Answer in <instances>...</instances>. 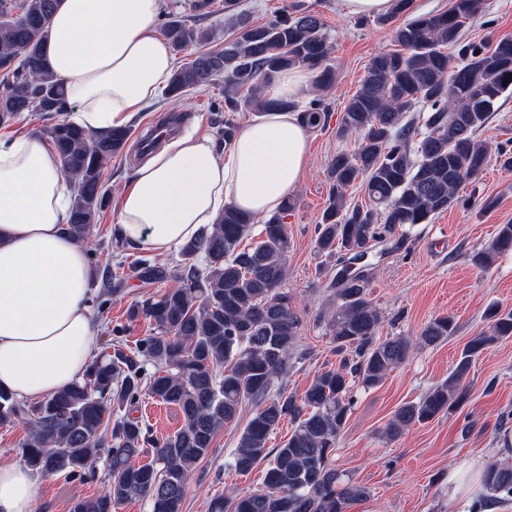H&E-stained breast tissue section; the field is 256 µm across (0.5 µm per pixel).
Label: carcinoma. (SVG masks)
Masks as SVG:
<instances>
[{"instance_id":"1","label":"carcinoma","mask_w":512,"mask_h":512,"mask_svg":"<svg viewBox=\"0 0 512 512\" xmlns=\"http://www.w3.org/2000/svg\"><path fill=\"white\" fill-rule=\"evenodd\" d=\"M57 0H0V126L25 112L54 123L43 129L76 185L67 231L78 242L90 235L108 206L103 181L106 163L126 151L130 129L90 135L63 118L64 87L46 64L48 24ZM485 10V0H453L441 13L412 17L393 29L398 49L370 61L359 88L345 105L336 136H355L357 149L341 151L327 169L328 203L315 227L317 253L332 264L356 260L398 227L428 224L459 202L461 185L484 171L489 149L477 140L499 99L512 93V37L492 43L465 42L461 31ZM232 34L218 49L216 30L197 27L169 14L162 35L175 55L196 44L203 50L174 69L165 95L224 78V142L237 130L236 114L255 115L271 107L297 108L309 125L327 121L323 92L335 80L332 45L323 20L311 10H283L262 24L242 9V0H224ZM454 49V54L447 49ZM314 73L319 94L304 104L272 102L266 83L281 70ZM509 83H503V80ZM424 112L420 137L405 115ZM360 184L370 204L349 205L346 191ZM286 200L263 221L258 240L242 245L253 218L232 206L204 225L180 250L172 267L149 259L136 263L145 284L176 285L132 305L129 321L146 320L152 332L128 347L112 328L110 351L89 364L82 377L58 394L27 404L0 389V427L29 425L22 444L25 463L43 476L65 474L92 481L96 464L107 463L104 494L79 499L70 512H116L143 498L152 512H181L197 465L209 454L222 428L238 421L243 407L253 412L241 431L230 467L247 474L266 463L261 487L234 499L217 497L209 512H347L369 495L367 487L336 470L331 456L354 404L353 388L378 386L404 364L415 347L444 342L455 331L450 315L427 322L416 339H377L382 323L368 299V275L338 276L325 325L338 368L320 369L298 397L278 383L301 359V320L293 298L282 288L287 275ZM512 251V224L500 225L475 255L484 269ZM489 331L464 347L448 379L417 402L398 407L384 434L397 438L417 424L458 409L467 399L463 381L474 360L494 342L512 337V312L488 314ZM178 407L183 425L156 437L133 416L143 392ZM288 437L276 448L269 437L282 422ZM153 460L137 465L146 448ZM482 485L490 500L512 498V465L494 461Z\"/></svg>"}]
</instances>
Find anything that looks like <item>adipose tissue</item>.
Returning a JSON list of instances; mask_svg holds the SVG:
<instances>
[{
	"mask_svg": "<svg viewBox=\"0 0 512 512\" xmlns=\"http://www.w3.org/2000/svg\"><path fill=\"white\" fill-rule=\"evenodd\" d=\"M161 0H59L47 62L64 86L71 122L91 134L126 127L156 103L174 70L155 30ZM312 75L290 70L266 86L274 108L247 120L225 153L193 132L136 168L119 195L113 231L129 249L177 251L225 206L262 219L298 187L310 127L278 101H304ZM73 186L38 134L0 136V387L49 398L91 361L98 330L86 251L68 234ZM37 475L0 463V512H36Z\"/></svg>",
	"mask_w": 512,
	"mask_h": 512,
	"instance_id": "adipose-tissue-1",
	"label": "adipose tissue"
}]
</instances>
